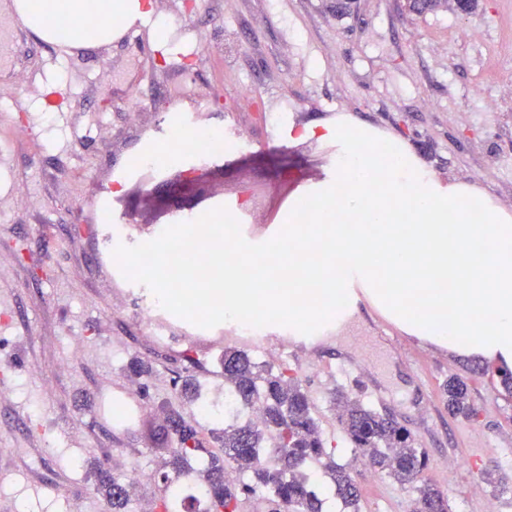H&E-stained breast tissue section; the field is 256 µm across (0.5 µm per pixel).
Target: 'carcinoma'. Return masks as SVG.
Returning a JSON list of instances; mask_svg holds the SVG:
<instances>
[{"mask_svg": "<svg viewBox=\"0 0 512 512\" xmlns=\"http://www.w3.org/2000/svg\"><path fill=\"white\" fill-rule=\"evenodd\" d=\"M224 374L226 414L224 427L194 426L179 410L172 411L169 428L177 436L168 449L160 481L163 493L155 498V512H190L193 503H204L202 512H243L255 501L266 512H323L324 495L302 467L320 464L329 474L334 494L351 512H359V490L354 467L336 462L313 413V404L301 381L288 372L263 364L244 350H226L220 358ZM178 396L189 401L200 398L192 374L173 380ZM448 409L455 415H474L467 402V385L456 377L444 385ZM339 421L349 446L370 468L386 473L417 492V512H449L448 499L432 483L419 480L428 458L414 447L408 429L393 417L364 400L338 390ZM262 407L261 424L246 416V409ZM213 443L217 448L207 449ZM238 479L225 478L227 468ZM97 493L112 512H136L133 480L102 465L94 471Z\"/></svg>", "mask_w": 512, "mask_h": 512, "instance_id": "1", "label": "carcinoma"}]
</instances>
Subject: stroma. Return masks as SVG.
Wrapping results in <instances>:
<instances>
[{
	"label": "stroma",
	"mask_w": 512,
	"mask_h": 512,
	"mask_svg": "<svg viewBox=\"0 0 512 512\" xmlns=\"http://www.w3.org/2000/svg\"><path fill=\"white\" fill-rule=\"evenodd\" d=\"M336 2L152 0L168 22L163 47L146 25L102 50L55 45L16 23L22 37L0 68L13 85L0 111V503L106 512L88 469L156 472L176 445L160 405L188 360L201 365L204 396L223 400L214 365L245 339L170 313L173 340L157 343L137 319L153 292L107 256L220 206L246 241L265 242L336 160L335 142L289 138V126L347 118L407 146L439 182L477 185L512 212V0H481L470 17L419 14L409 0ZM172 112L189 123L172 129ZM206 131L235 132L241 147L192 170L167 162ZM155 136L166 147L149 181L112 193L115 169ZM100 197L101 213L89 207ZM359 308L316 346L268 326L257 357L298 376L337 459L352 455L331 401L342 389L411 432L428 455L424 479L452 512H512V396L494 374H471L473 359ZM134 357L151 362V377L129 372ZM452 376L466 379L476 419L449 413ZM356 471L361 512H409L410 486L362 463Z\"/></svg>",
	"instance_id": "stroma-1"
}]
</instances>
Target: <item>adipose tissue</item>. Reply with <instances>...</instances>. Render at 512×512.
Segmentation results:
<instances>
[{"label": "adipose tissue", "instance_id": "1", "mask_svg": "<svg viewBox=\"0 0 512 512\" xmlns=\"http://www.w3.org/2000/svg\"><path fill=\"white\" fill-rule=\"evenodd\" d=\"M8 11L16 14L45 41L71 46L109 45L121 38L116 23L133 25L150 22L155 38H162L166 28L153 20L151 0H12ZM92 31L84 40L83 31Z\"/></svg>", "mask_w": 512, "mask_h": 512}]
</instances>
